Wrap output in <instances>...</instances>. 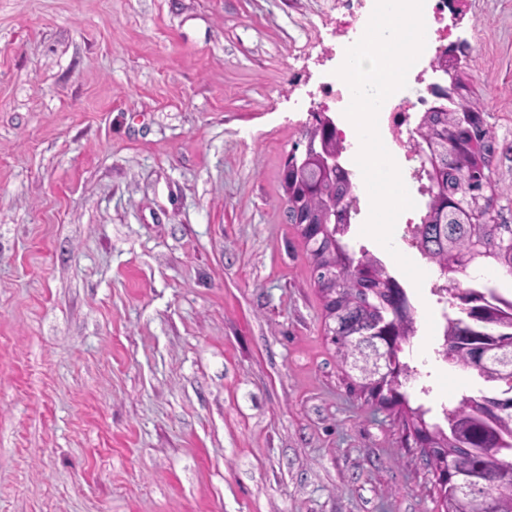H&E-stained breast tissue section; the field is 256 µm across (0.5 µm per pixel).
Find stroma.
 Here are the masks:
<instances>
[{"mask_svg": "<svg viewBox=\"0 0 512 512\" xmlns=\"http://www.w3.org/2000/svg\"><path fill=\"white\" fill-rule=\"evenodd\" d=\"M336 0H0V512H440L281 176ZM512 224V0H464Z\"/></svg>", "mask_w": 512, "mask_h": 512, "instance_id": "35a3bbf8", "label": "stroma"}]
</instances>
